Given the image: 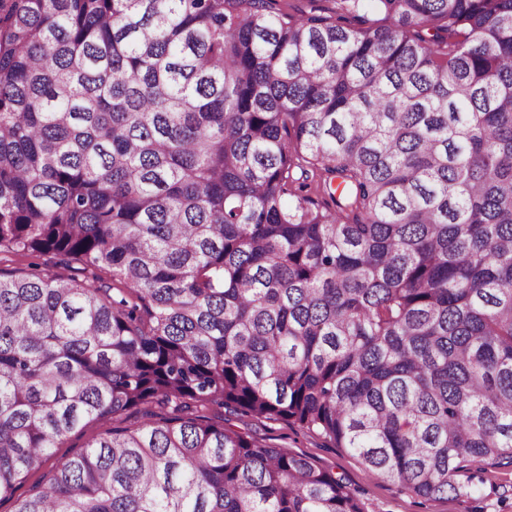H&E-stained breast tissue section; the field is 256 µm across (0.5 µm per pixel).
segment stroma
I'll list each match as a JSON object with an SVG mask.
<instances>
[{
    "label": "stroma",
    "instance_id": "1",
    "mask_svg": "<svg viewBox=\"0 0 512 512\" xmlns=\"http://www.w3.org/2000/svg\"><path fill=\"white\" fill-rule=\"evenodd\" d=\"M0 269L17 274L57 273L78 281L88 272L77 261L66 264L49 254L0 263ZM224 426L233 432L262 439L267 445L285 447L297 454L312 457L317 465L344 478L362 504L363 512H512V467L490 464L456 477L458 494L445 499H424L396 481L370 475L358 458L341 448L329 447L317 434L285 421H266L241 412L224 411ZM136 411H127L107 420L96 421L70 435L55 459L61 460L82 451L93 438L113 427L140 423Z\"/></svg>",
    "mask_w": 512,
    "mask_h": 512
}]
</instances>
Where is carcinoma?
Segmentation results:
<instances>
[{
	"instance_id": "obj_1",
	"label": "carcinoma",
	"mask_w": 512,
	"mask_h": 512,
	"mask_svg": "<svg viewBox=\"0 0 512 512\" xmlns=\"http://www.w3.org/2000/svg\"><path fill=\"white\" fill-rule=\"evenodd\" d=\"M32 253L96 275L0 269L12 512H362L224 407L424 498L512 467V0H0V254ZM141 415L136 411H126L120 415L114 416L112 419L95 421L82 431H78L70 435L62 444L61 448L54 449V456L46 462L42 470L32 474L26 483L20 485L16 492L15 497L24 496L28 493L30 486L38 480L42 472L48 469L53 463L64 458L71 457L76 453L82 451L85 446L93 438L98 437L100 434L113 427H123L130 424H138L142 421Z\"/></svg>"
}]
</instances>
